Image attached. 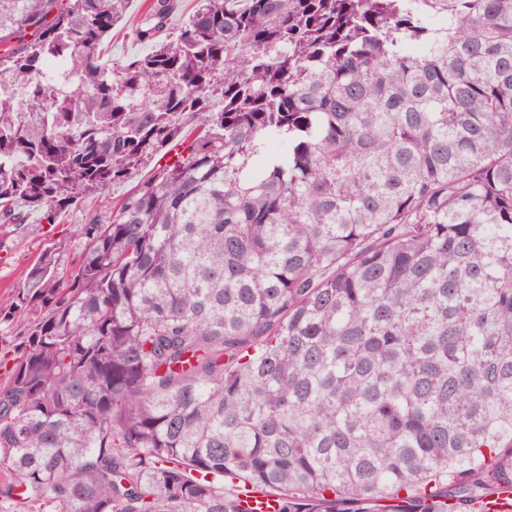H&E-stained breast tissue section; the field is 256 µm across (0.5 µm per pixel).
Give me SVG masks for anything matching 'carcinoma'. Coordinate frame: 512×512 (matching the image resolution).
Returning a JSON list of instances; mask_svg holds the SVG:
<instances>
[{"mask_svg":"<svg viewBox=\"0 0 512 512\" xmlns=\"http://www.w3.org/2000/svg\"><path fill=\"white\" fill-rule=\"evenodd\" d=\"M129 3L0 0V225L180 148L0 306V512L512 500V0H151L108 65ZM130 25L125 20L112 28L104 42V61L112 63L129 60L147 50V45L136 39Z\"/></svg>","mask_w":512,"mask_h":512,"instance_id":"cac0c4a2","label":"carcinoma"}]
</instances>
